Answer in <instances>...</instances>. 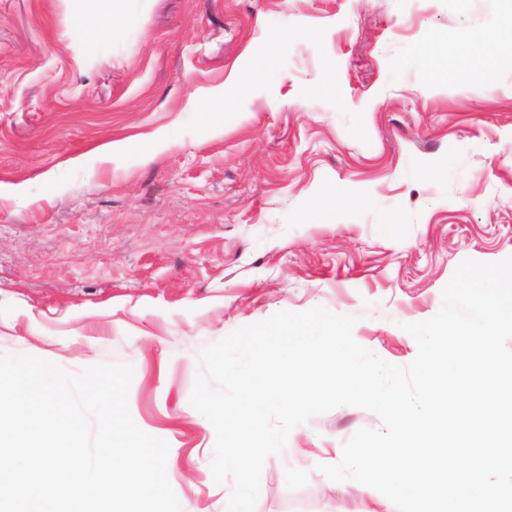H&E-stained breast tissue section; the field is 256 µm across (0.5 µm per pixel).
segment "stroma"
Returning <instances> with one entry per match:
<instances>
[{"instance_id":"35a3bbf8","label":"stroma","mask_w":512,"mask_h":512,"mask_svg":"<svg viewBox=\"0 0 512 512\" xmlns=\"http://www.w3.org/2000/svg\"><path fill=\"white\" fill-rule=\"evenodd\" d=\"M78 7L0 0V354L131 365L182 512H224L204 347L322 306L405 366L458 265L512 256V0H138L106 37ZM382 427L294 428L255 512H377L319 467Z\"/></svg>"}]
</instances>
